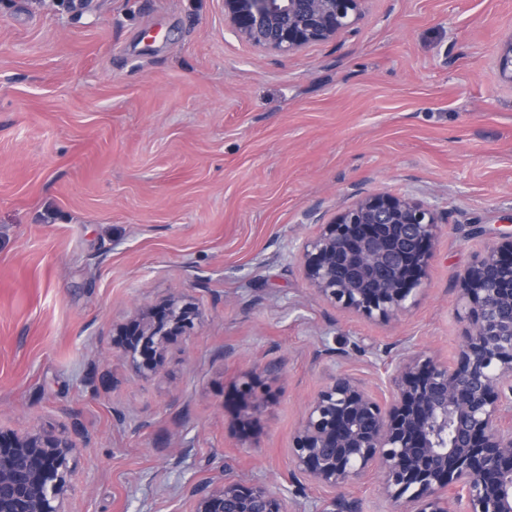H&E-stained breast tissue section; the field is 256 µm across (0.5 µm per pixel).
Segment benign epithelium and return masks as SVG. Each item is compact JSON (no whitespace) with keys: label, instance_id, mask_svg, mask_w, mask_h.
I'll use <instances>...</instances> for the list:
<instances>
[{"label":"benign epithelium","instance_id":"7a95c632","mask_svg":"<svg viewBox=\"0 0 512 512\" xmlns=\"http://www.w3.org/2000/svg\"><path fill=\"white\" fill-rule=\"evenodd\" d=\"M369 0H224V25L265 52L294 53L358 31ZM499 71L512 82V38ZM441 219L407 196L371 193L302 245L305 276L333 306L400 320L425 284ZM467 326L450 362L403 348L382 368L389 394L345 373L307 406L291 476L327 491L317 512H355L341 490L375 476L397 512H512V232L459 277ZM136 317L122 356L148 375L198 314L174 295ZM77 428L0 430V512H69ZM187 512H291L288 491L220 470L182 490Z\"/></svg>","mask_w":512,"mask_h":512}]
</instances>
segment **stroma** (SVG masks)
Listing matches in <instances>:
<instances>
[{
  "label": "stroma",
  "mask_w": 512,
  "mask_h": 512,
  "mask_svg": "<svg viewBox=\"0 0 512 512\" xmlns=\"http://www.w3.org/2000/svg\"><path fill=\"white\" fill-rule=\"evenodd\" d=\"M358 29L279 55L222 0H0V428L80 425L71 512H183L223 468L278 487L335 373L457 350V277L512 228V0H370ZM378 192L442 216L397 322L299 253ZM176 291L201 322L139 375L118 330Z\"/></svg>",
  "instance_id": "1"
}]
</instances>
